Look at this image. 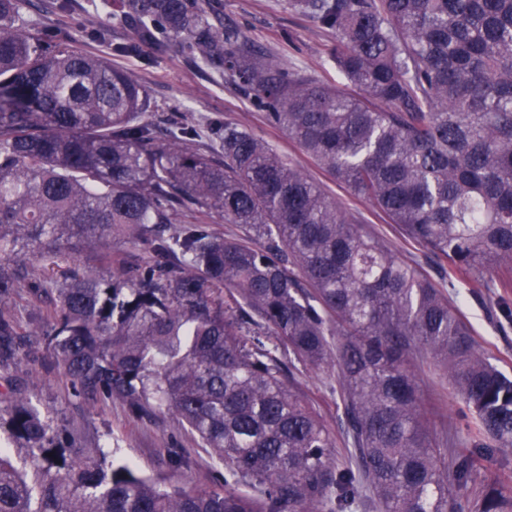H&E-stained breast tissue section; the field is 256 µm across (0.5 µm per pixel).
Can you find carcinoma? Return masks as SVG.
<instances>
[{"instance_id": "obj_1", "label": "carcinoma", "mask_w": 512, "mask_h": 512, "mask_svg": "<svg viewBox=\"0 0 512 512\" xmlns=\"http://www.w3.org/2000/svg\"><path fill=\"white\" fill-rule=\"evenodd\" d=\"M24 2L0 0V370L36 354L37 336L78 392L179 418L224 479L190 493L143 477L15 395L7 423L29 465L0 448V512H512V487L473 453L456 449L448 466L410 363L418 348L442 362L473 447L512 450V378L447 293L460 279L512 288V0H289L332 35L362 99L288 71L207 0H115L131 32L115 52L174 37L224 69L422 247L439 283L246 127H212L222 160L193 147L191 127L158 134L142 85L27 31ZM214 215L241 235L211 233ZM114 239L151 248L61 283L15 265L29 254L57 266L60 242ZM308 367L336 373L345 460L296 386Z\"/></svg>"}]
</instances>
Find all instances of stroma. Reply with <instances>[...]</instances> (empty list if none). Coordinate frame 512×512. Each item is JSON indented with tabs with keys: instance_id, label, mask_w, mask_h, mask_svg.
Masks as SVG:
<instances>
[{
	"instance_id": "stroma-1",
	"label": "stroma",
	"mask_w": 512,
	"mask_h": 512,
	"mask_svg": "<svg viewBox=\"0 0 512 512\" xmlns=\"http://www.w3.org/2000/svg\"><path fill=\"white\" fill-rule=\"evenodd\" d=\"M100 3L101 0H73L71 11L62 13L56 10L55 0H27L23 14L31 31L54 29L69 34L78 47L129 72L147 90L151 99L149 117L159 132L182 125L195 126L199 144L216 156L220 145L211 138L212 123L231 121L246 126L320 183L347 210L352 222L367 225L401 254L418 262L429 276H436L435 265L418 245L400 236L369 202L354 197L319 169L222 72L181 54L177 42L170 40L161 46H143L136 56L116 54L114 45L127 41L129 32L120 21L109 17ZM209 7L225 24L240 30L288 70L301 73L314 83L351 92V85L338 73L330 57L332 36L311 15L290 8L288 0H209ZM101 27L108 30L107 39L92 38V30ZM148 248L144 241H116L103 249L74 251L72 262L108 275L116 259L142 255ZM449 295L492 363L512 376V289L477 292L460 285L450 289ZM412 368L424 398L436 403L443 413L442 419L432 426L431 436L452 443L465 438V406L455 397L439 361L420 351L412 359ZM11 375L26 389L32 405L42 414L75 424L87 443L112 446L117 459L131 462L143 476L162 477L187 490L204 491L215 487L224 473L223 464L211 450L204 448L187 426L167 411L138 418L122 402L96 401L75 394L70 382L40 357L17 362ZM296 380L300 389L314 400L331 429L339 430L333 373L304 369ZM168 448L186 449L191 460L189 467H169L164 457Z\"/></svg>"
}]
</instances>
